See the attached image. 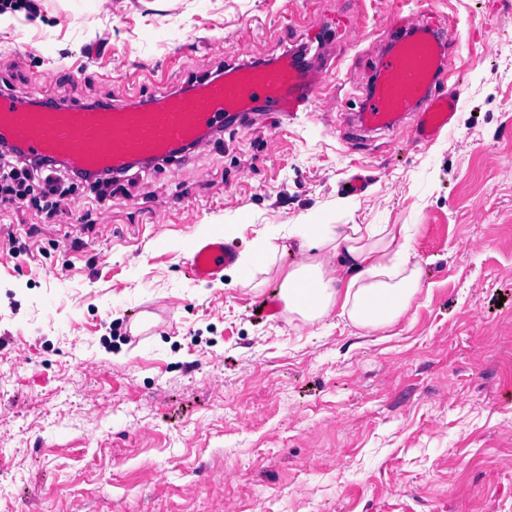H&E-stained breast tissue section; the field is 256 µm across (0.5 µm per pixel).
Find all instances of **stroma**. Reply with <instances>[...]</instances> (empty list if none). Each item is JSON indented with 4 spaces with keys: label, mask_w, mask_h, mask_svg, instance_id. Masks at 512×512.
<instances>
[{
    "label": "stroma",
    "mask_w": 512,
    "mask_h": 512,
    "mask_svg": "<svg viewBox=\"0 0 512 512\" xmlns=\"http://www.w3.org/2000/svg\"><path fill=\"white\" fill-rule=\"evenodd\" d=\"M57 8L0 31V91L125 103L150 72L187 88L298 43L328 87L314 115L226 127L104 201L75 179L49 221L0 207L20 243L0 235V512H512V0H436L462 96L426 148L339 120L419 0ZM292 224L408 225L420 293L368 332L265 315L287 261L187 269L204 230L241 255Z\"/></svg>",
    "instance_id": "obj_1"
}]
</instances>
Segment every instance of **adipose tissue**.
<instances>
[{
	"label": "adipose tissue",
	"instance_id": "1",
	"mask_svg": "<svg viewBox=\"0 0 512 512\" xmlns=\"http://www.w3.org/2000/svg\"><path fill=\"white\" fill-rule=\"evenodd\" d=\"M300 259L277 289L289 312L314 321L340 306L359 329L392 325L422 288L404 224H296Z\"/></svg>",
	"mask_w": 512,
	"mask_h": 512
}]
</instances>
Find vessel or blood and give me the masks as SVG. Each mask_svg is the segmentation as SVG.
I'll return each mask as SVG.
<instances>
[{"label":"vessel or blood","mask_w":512,"mask_h":512,"mask_svg":"<svg viewBox=\"0 0 512 512\" xmlns=\"http://www.w3.org/2000/svg\"><path fill=\"white\" fill-rule=\"evenodd\" d=\"M459 36L454 26L443 33L423 25L392 40L376 65V84L348 125L385 131L406 118L415 144L435 143L453 128L460 108L459 89L438 90ZM325 78L321 69L288 52L270 64L225 68L185 91L156 83L143 103L75 105L0 93V144L17 149L23 159L60 163L81 175H120L198 147L227 120L242 121L257 110L297 120L319 101ZM234 260L223 235L210 232L195 243L188 264L193 278L203 281Z\"/></svg>","instance_id":"vessel-or-blood-1"}]
</instances>
